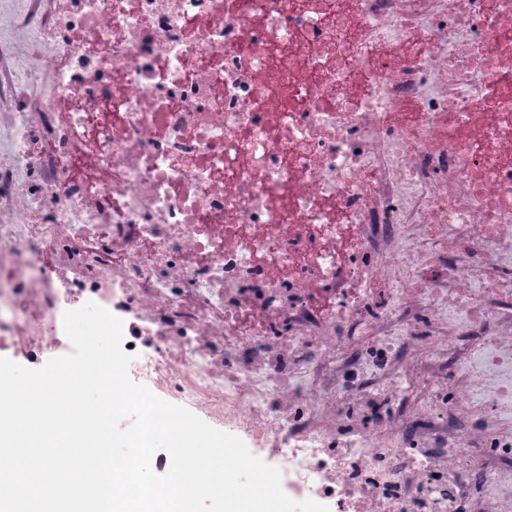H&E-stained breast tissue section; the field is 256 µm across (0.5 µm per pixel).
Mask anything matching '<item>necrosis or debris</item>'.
Instances as JSON below:
<instances>
[{"label": "necrosis or debris", "instance_id": "4bbe7bcc", "mask_svg": "<svg viewBox=\"0 0 512 512\" xmlns=\"http://www.w3.org/2000/svg\"><path fill=\"white\" fill-rule=\"evenodd\" d=\"M13 28L0 339L38 363L67 296L129 302V377L276 442L283 485L512 512V464L478 456L512 455V0H27ZM240 309L269 327L228 379Z\"/></svg>", "mask_w": 512, "mask_h": 512}]
</instances>
